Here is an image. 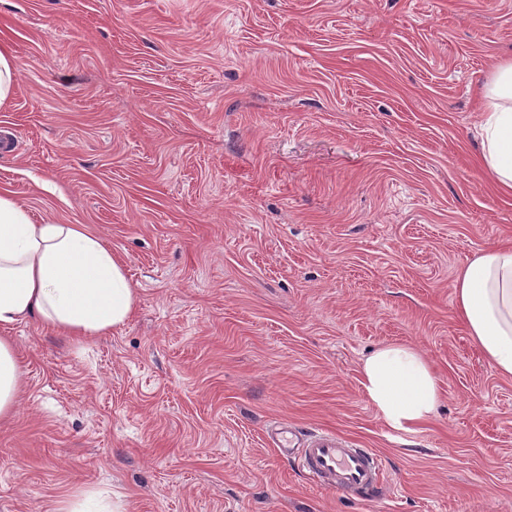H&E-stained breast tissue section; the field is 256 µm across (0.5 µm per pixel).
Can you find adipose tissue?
<instances>
[{"mask_svg":"<svg viewBox=\"0 0 512 512\" xmlns=\"http://www.w3.org/2000/svg\"><path fill=\"white\" fill-rule=\"evenodd\" d=\"M480 162L512 192V59L497 63L482 89ZM456 312L487 363L512 378V245H493L457 274ZM140 295L126 266L81 224H37L12 193H0V422L11 420L23 369L11 329L29 318L75 341L111 334ZM360 383L394 429L410 431L435 413L439 383L413 346L389 344L364 361Z\"/></svg>","mask_w":512,"mask_h":512,"instance_id":"1","label":"adipose tissue"}]
</instances>
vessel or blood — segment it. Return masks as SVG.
<instances>
[{
    "mask_svg": "<svg viewBox=\"0 0 512 512\" xmlns=\"http://www.w3.org/2000/svg\"><path fill=\"white\" fill-rule=\"evenodd\" d=\"M272 441L283 453L297 455L306 479L360 498L380 494L384 465L368 448H352L332 432L297 434L288 427L272 433Z\"/></svg>",
    "mask_w": 512,
    "mask_h": 512,
    "instance_id": "1",
    "label": "vessel or blood"
}]
</instances>
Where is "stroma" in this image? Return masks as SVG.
Returning a JSON list of instances; mask_svg holds the SVG:
<instances>
[{"label": "stroma", "instance_id": "1", "mask_svg": "<svg viewBox=\"0 0 512 512\" xmlns=\"http://www.w3.org/2000/svg\"><path fill=\"white\" fill-rule=\"evenodd\" d=\"M0 44V192L98 232L140 293L82 343L13 328L0 512L87 489L121 512H512V378L453 291L512 241L477 157L512 0H0ZM391 343L439 381L412 433L360 384ZM278 422L373 449L390 493L313 486ZM18 62L14 53L5 47H0V106L12 96Z\"/></svg>", "mask_w": 512, "mask_h": 512}]
</instances>
